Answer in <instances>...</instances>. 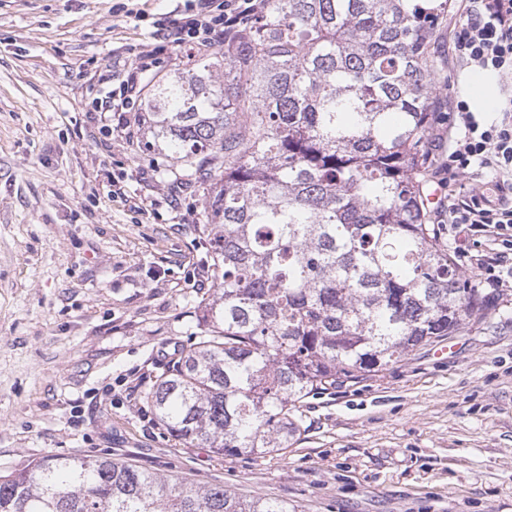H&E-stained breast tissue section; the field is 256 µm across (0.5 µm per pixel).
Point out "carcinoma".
<instances>
[{"label": "carcinoma", "mask_w": 512, "mask_h": 512, "mask_svg": "<svg viewBox=\"0 0 512 512\" xmlns=\"http://www.w3.org/2000/svg\"><path fill=\"white\" fill-rule=\"evenodd\" d=\"M447 0H264L155 83L159 152L208 183L199 225L216 288L202 328L147 392L188 448L272 455L296 404L357 384L481 322L499 299L448 253L427 203ZM0 512H290L110 457L0 476Z\"/></svg>", "instance_id": "carcinoma-1"}]
</instances>
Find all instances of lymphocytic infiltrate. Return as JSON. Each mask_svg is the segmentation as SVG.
Masks as SVG:
<instances>
[{
	"instance_id": "f902f5d3",
	"label": "lymphocytic infiltrate",
	"mask_w": 512,
	"mask_h": 512,
	"mask_svg": "<svg viewBox=\"0 0 512 512\" xmlns=\"http://www.w3.org/2000/svg\"><path fill=\"white\" fill-rule=\"evenodd\" d=\"M261 2L179 0L172 20L157 28L155 38L194 58L223 45L227 31L254 16ZM453 53L459 69L494 73L503 86L512 87V0H465L454 25ZM155 65L153 52L141 54L116 74L117 89L98 99L95 113L112 116L115 131L130 128ZM448 129V162L437 181L444 193L439 221L485 233L497 245L493 255L469 257L478 279L496 288L512 279V94L492 117L453 95Z\"/></svg>"
}]
</instances>
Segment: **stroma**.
Instances as JSON below:
<instances>
[{"mask_svg": "<svg viewBox=\"0 0 512 512\" xmlns=\"http://www.w3.org/2000/svg\"><path fill=\"white\" fill-rule=\"evenodd\" d=\"M173 0H0V475L106 456L296 512H512V287L485 323L310 396L274 456L188 448L145 394L199 335L204 194L100 131L103 78L153 50ZM438 27L440 100L468 75ZM125 192L113 194L114 180Z\"/></svg>", "mask_w": 512, "mask_h": 512, "instance_id": "1", "label": "stroma"}]
</instances>
